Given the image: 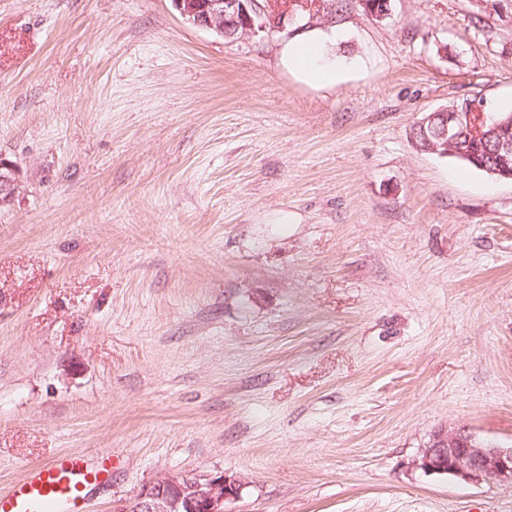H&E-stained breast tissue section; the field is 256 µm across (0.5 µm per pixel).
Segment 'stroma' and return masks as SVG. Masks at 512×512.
<instances>
[{"label": "stroma", "instance_id": "stroma-1", "mask_svg": "<svg viewBox=\"0 0 512 512\" xmlns=\"http://www.w3.org/2000/svg\"><path fill=\"white\" fill-rule=\"evenodd\" d=\"M336 30L331 88L281 62ZM512 101V0H342L228 42L172 0H0V495L112 454L79 512L227 471L226 512H512L410 469L512 445V180L417 151ZM19 178L20 171L16 165L0 157V205L9 201Z\"/></svg>", "mask_w": 512, "mask_h": 512}]
</instances>
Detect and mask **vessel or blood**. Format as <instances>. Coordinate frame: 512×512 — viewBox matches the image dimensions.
Masks as SVG:
<instances>
[{"label":"vessel or blood","instance_id":"b4317fda","mask_svg":"<svg viewBox=\"0 0 512 512\" xmlns=\"http://www.w3.org/2000/svg\"><path fill=\"white\" fill-rule=\"evenodd\" d=\"M98 474L79 453H65L42 463L0 497V512H76L87 486Z\"/></svg>","mask_w":512,"mask_h":512}]
</instances>
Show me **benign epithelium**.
<instances>
[{
	"label": "benign epithelium",
	"instance_id": "benign-epithelium-1",
	"mask_svg": "<svg viewBox=\"0 0 512 512\" xmlns=\"http://www.w3.org/2000/svg\"><path fill=\"white\" fill-rule=\"evenodd\" d=\"M173 4L186 23L220 36L235 29L241 40L281 32L286 21L299 15L317 19L325 8L321 0H298L301 11L297 13L284 7L281 0H173ZM482 118L484 113L476 111L473 104L462 112H431L417 128L424 134L429 129L436 131L435 140H426V145L429 151L446 155L448 144L456 142L464 129L472 132L475 145L485 142L477 128ZM498 151L502 161L490 173L512 180V167L507 165L512 143L500 140ZM19 178L16 165L0 158V205L9 201ZM410 467L465 483L512 484V447L484 441L464 426L450 427L436 431ZM242 488L240 479L224 471L191 477L160 475L144 484L136 496L116 503L113 512H225L224 504L238 498Z\"/></svg>",
	"mask_w": 512,
	"mask_h": 512
}]
</instances>
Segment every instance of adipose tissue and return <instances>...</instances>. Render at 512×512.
Returning a JSON list of instances; mask_svg holds the SVG:
<instances>
[{"mask_svg": "<svg viewBox=\"0 0 512 512\" xmlns=\"http://www.w3.org/2000/svg\"><path fill=\"white\" fill-rule=\"evenodd\" d=\"M331 37L320 31H312L307 39L286 43L281 60L289 71L317 87H331L348 72L351 64L331 57Z\"/></svg>", "mask_w": 512, "mask_h": 512, "instance_id": "obj_1", "label": "adipose tissue"}]
</instances>
